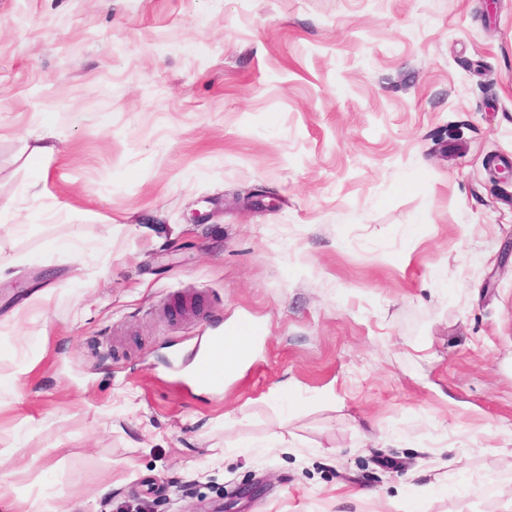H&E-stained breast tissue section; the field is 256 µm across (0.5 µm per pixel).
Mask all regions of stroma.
<instances>
[{
	"label": "stroma",
	"instance_id": "stroma-1",
	"mask_svg": "<svg viewBox=\"0 0 512 512\" xmlns=\"http://www.w3.org/2000/svg\"><path fill=\"white\" fill-rule=\"evenodd\" d=\"M511 165L512 0H0V485L512 512ZM263 335L262 327L249 319H242L226 325L222 335L209 336L207 347L211 356L198 363V373L205 378H219L222 375V370L215 367L214 359L219 358L226 352L235 350L237 342L242 337H248L242 339L239 343V354L237 356L233 358H224V356H222L219 359V362L224 367L225 375L234 373L244 362L249 353L251 346L250 339L255 340Z\"/></svg>",
	"mask_w": 512,
	"mask_h": 512
}]
</instances>
